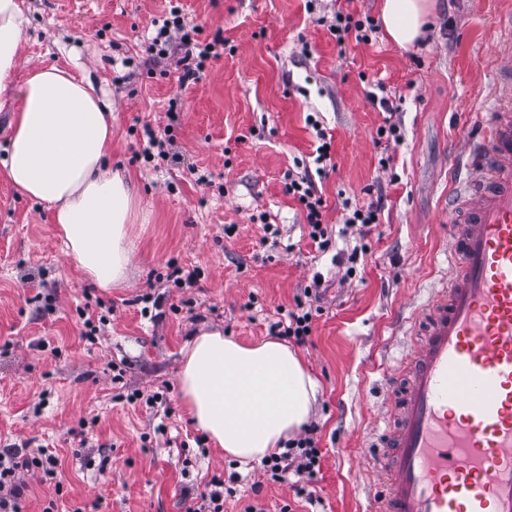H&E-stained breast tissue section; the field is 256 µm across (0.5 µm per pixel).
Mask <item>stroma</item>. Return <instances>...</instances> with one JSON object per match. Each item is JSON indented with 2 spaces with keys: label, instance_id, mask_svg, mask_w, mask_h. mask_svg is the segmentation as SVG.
<instances>
[{
  "label": "stroma",
  "instance_id": "obj_1",
  "mask_svg": "<svg viewBox=\"0 0 512 512\" xmlns=\"http://www.w3.org/2000/svg\"><path fill=\"white\" fill-rule=\"evenodd\" d=\"M438 3L424 41L401 51L380 33L340 46L329 30L340 8L378 18L379 0H27L29 38L0 107V148L29 67L90 77L112 106L109 162L131 176L139 206L128 226L129 278L104 290L66 255L51 211L0 176V448H42L58 460L57 484L26 477L22 512H192L213 475L234 472L224 512H368L364 460L377 453L380 380L408 346L410 309L437 276L450 180L463 140L482 128L494 34L512 9V0ZM174 5L199 43L223 38L186 87L181 51L146 54L154 23ZM376 80L402 100L400 144L377 136L385 113L368 97ZM310 116L332 138L322 183L330 231L341 229L344 205H366L372 184L387 185L354 279L314 248L285 191V173L318 144ZM147 124L169 129L177 161L136 159ZM263 212L274 232L259 223ZM172 259L199 269L198 279L175 287ZM317 273L327 282L321 310L294 347L319 386L311 505L292 480H268L260 463L239 464L205 438L189 421L178 374L201 332L268 337L270 321ZM83 308L105 320L92 343Z\"/></svg>",
  "mask_w": 512,
  "mask_h": 512
}]
</instances>
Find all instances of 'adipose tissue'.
I'll list each match as a JSON object with an SVG mask.
<instances>
[{
	"instance_id": "obj_1",
	"label": "adipose tissue",
	"mask_w": 512,
	"mask_h": 512,
	"mask_svg": "<svg viewBox=\"0 0 512 512\" xmlns=\"http://www.w3.org/2000/svg\"><path fill=\"white\" fill-rule=\"evenodd\" d=\"M435 0H381L385 38L413 47ZM30 25L25 0H0V95L18 66ZM112 110L95 85L56 65L28 71L0 172L21 196L53 213L68 256L95 285L125 282L126 226L135 208L130 179L108 162ZM181 400L211 442L240 463L281 452L305 424L318 384L287 344H242L220 332L195 336L183 351Z\"/></svg>"
}]
</instances>
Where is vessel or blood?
Masks as SVG:
<instances>
[{"instance_id":"b4317fda","label":"vessel or blood","mask_w":512,"mask_h":512,"mask_svg":"<svg viewBox=\"0 0 512 512\" xmlns=\"http://www.w3.org/2000/svg\"><path fill=\"white\" fill-rule=\"evenodd\" d=\"M454 209L448 278L418 312L385 408L372 512H512V13Z\"/></svg>"}]
</instances>
